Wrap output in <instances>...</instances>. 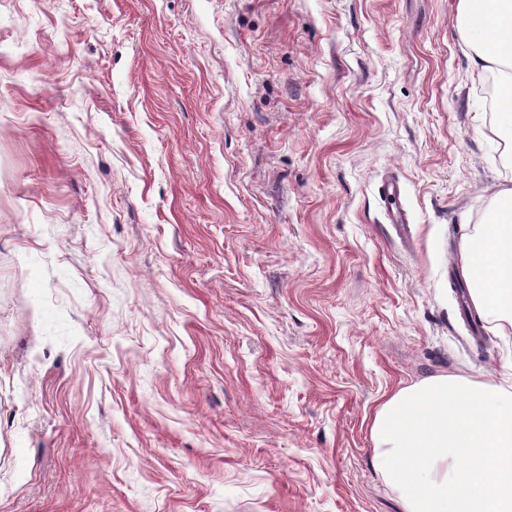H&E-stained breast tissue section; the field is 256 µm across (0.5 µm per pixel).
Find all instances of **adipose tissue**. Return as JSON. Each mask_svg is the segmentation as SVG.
<instances>
[{
	"mask_svg": "<svg viewBox=\"0 0 512 512\" xmlns=\"http://www.w3.org/2000/svg\"><path fill=\"white\" fill-rule=\"evenodd\" d=\"M458 21L480 71L508 68L512 89V0H459ZM486 261L476 278V294L492 320L512 323V216H500L482 237Z\"/></svg>",
	"mask_w": 512,
	"mask_h": 512,
	"instance_id": "adipose-tissue-1",
	"label": "adipose tissue"
}]
</instances>
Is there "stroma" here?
<instances>
[{
	"label": "stroma",
	"instance_id": "35a3bbf8",
	"mask_svg": "<svg viewBox=\"0 0 512 512\" xmlns=\"http://www.w3.org/2000/svg\"><path fill=\"white\" fill-rule=\"evenodd\" d=\"M457 13L0 0V512H404L382 403L512 385L451 287L512 183ZM379 191L386 210L394 217L392 219V224H404V221L400 216V211L397 209L396 212H393L392 210V206L398 205L402 195V187L399 181L392 177L386 178L382 181Z\"/></svg>",
	"mask_w": 512,
	"mask_h": 512
}]
</instances>
